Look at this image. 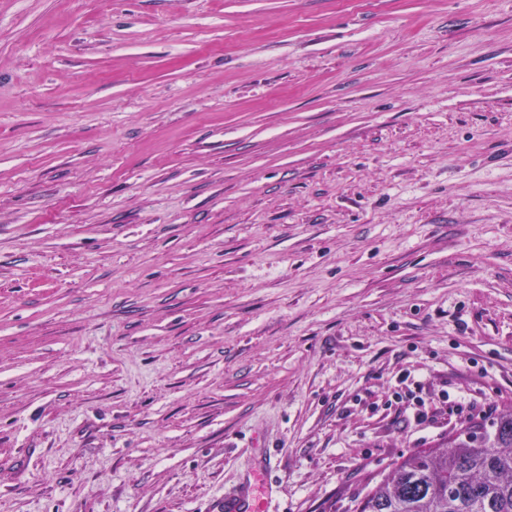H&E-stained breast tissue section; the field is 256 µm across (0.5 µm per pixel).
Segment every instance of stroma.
I'll return each instance as SVG.
<instances>
[{
	"label": "stroma",
	"instance_id": "1",
	"mask_svg": "<svg viewBox=\"0 0 512 512\" xmlns=\"http://www.w3.org/2000/svg\"><path fill=\"white\" fill-rule=\"evenodd\" d=\"M449 396L512 408V0H0V512H353ZM409 377L410 374H405L400 378L398 386L396 387V390H394L392 397L405 405V411H410L414 423L421 425L431 420V417L426 410L425 400L416 395V392L411 389L404 391L402 394V389L399 387V385L405 383ZM270 462H260L259 469L253 473V484L243 488L240 493L224 495L225 512H265L266 476Z\"/></svg>",
	"mask_w": 512,
	"mask_h": 512
}]
</instances>
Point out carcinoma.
<instances>
[{
    "instance_id": "obj_1",
    "label": "carcinoma",
    "mask_w": 512,
    "mask_h": 512,
    "mask_svg": "<svg viewBox=\"0 0 512 512\" xmlns=\"http://www.w3.org/2000/svg\"><path fill=\"white\" fill-rule=\"evenodd\" d=\"M354 512H512V408L491 431L418 448L357 500Z\"/></svg>"
}]
</instances>
